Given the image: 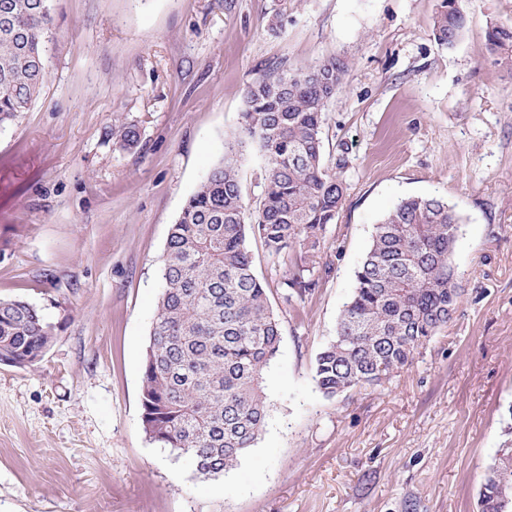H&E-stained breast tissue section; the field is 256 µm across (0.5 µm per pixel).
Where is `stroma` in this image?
Masks as SVG:
<instances>
[{
	"mask_svg": "<svg viewBox=\"0 0 512 512\" xmlns=\"http://www.w3.org/2000/svg\"><path fill=\"white\" fill-rule=\"evenodd\" d=\"M440 0H50L47 77L0 128V299L56 327L34 365L0 364V512H479L512 411V72L485 50L512 0H465L441 48ZM343 57L323 115L347 191L312 294L288 297L295 252L247 240L281 329L268 416L223 476L199 477L141 421L160 264L186 200L224 154L267 70ZM135 129L124 149L116 132ZM438 196L464 222L448 325L381 386L325 397L336 334L375 224ZM467 25L462 0H441L433 18V35L443 48L453 47L462 37Z\"/></svg>",
	"mask_w": 512,
	"mask_h": 512,
	"instance_id": "obj_1",
	"label": "stroma"
}]
</instances>
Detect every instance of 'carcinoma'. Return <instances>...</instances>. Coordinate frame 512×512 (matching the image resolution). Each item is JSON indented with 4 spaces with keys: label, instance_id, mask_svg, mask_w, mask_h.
Listing matches in <instances>:
<instances>
[{
    "label": "carcinoma",
    "instance_id": "1",
    "mask_svg": "<svg viewBox=\"0 0 512 512\" xmlns=\"http://www.w3.org/2000/svg\"><path fill=\"white\" fill-rule=\"evenodd\" d=\"M49 2L0 0V128L28 111L44 84ZM466 25L462 0H441L433 18L437 44L453 47ZM485 48L512 68V27H489ZM347 72L348 63L336 57L259 74L246 90L239 129L224 140V156L171 225L142 372V425L152 442L188 457L203 478L235 469L268 414L263 374L281 331L247 238L259 236L271 255L299 245L303 264L283 285L302 297L319 284L320 243L342 206L349 164L345 144L334 166L325 163L322 118ZM252 154L263 163V195L253 215L239 179L241 161ZM461 223L444 199L411 196L375 225L336 336L316 357L324 396L381 384L448 324L461 297L454 262ZM54 336L29 302L0 301V355L31 366ZM480 506L512 512V446L487 465Z\"/></svg>",
    "mask_w": 512,
    "mask_h": 512
}]
</instances>
